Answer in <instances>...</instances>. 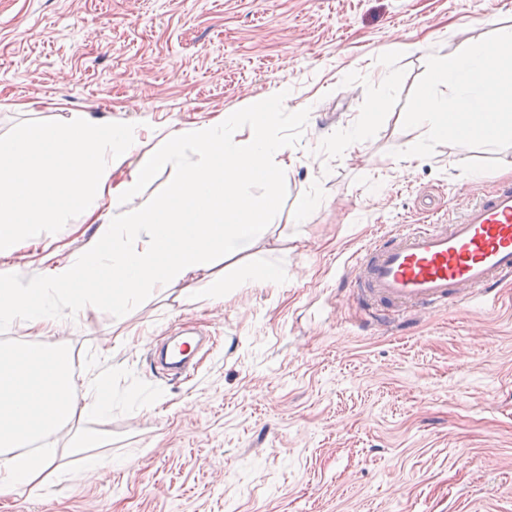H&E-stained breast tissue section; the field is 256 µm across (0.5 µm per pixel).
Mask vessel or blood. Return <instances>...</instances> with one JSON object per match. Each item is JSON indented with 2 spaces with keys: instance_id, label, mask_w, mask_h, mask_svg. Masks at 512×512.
Masks as SVG:
<instances>
[{
  "instance_id": "b4317fda",
  "label": "vessel or blood",
  "mask_w": 512,
  "mask_h": 512,
  "mask_svg": "<svg viewBox=\"0 0 512 512\" xmlns=\"http://www.w3.org/2000/svg\"><path fill=\"white\" fill-rule=\"evenodd\" d=\"M349 287L368 321L384 325L417 313L465 309L474 300L496 306L512 285V183H501L464 206L447 224H407L376 235L351 258ZM199 345L184 332L161 362L181 370Z\"/></svg>"
}]
</instances>
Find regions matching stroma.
<instances>
[{"mask_svg":"<svg viewBox=\"0 0 512 512\" xmlns=\"http://www.w3.org/2000/svg\"><path fill=\"white\" fill-rule=\"evenodd\" d=\"M504 27L512 0H0V141L87 113L147 150L285 84L293 156L272 215L281 239L218 259L223 302L174 287L120 321L89 304L45 339L79 365L112 354L118 403L83 423L106 463L20 487L0 512H512V287L495 308L405 330L366 325L341 281L376 234L448 221L512 181V148L394 156L416 136L404 106L428 57ZM398 42L410 51L392 55ZM387 55L385 90L372 73ZM379 95L362 144H344ZM307 193L321 203L299 222ZM96 230L49 225L8 262L37 274ZM268 261L285 271L278 287H237ZM187 327L208 351L187 379L158 373L153 348Z\"/></svg>","mask_w":512,"mask_h":512,"instance_id":"1","label":"stroma"}]
</instances>
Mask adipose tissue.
Listing matches in <instances>:
<instances>
[{"instance_id": "adipose-tissue-1", "label": "adipose tissue", "mask_w": 512, "mask_h": 512, "mask_svg": "<svg viewBox=\"0 0 512 512\" xmlns=\"http://www.w3.org/2000/svg\"><path fill=\"white\" fill-rule=\"evenodd\" d=\"M287 86L241 111L181 128L138 151L132 129L82 115L64 129L34 125L0 143V256L43 240L69 212L98 217L95 240L80 254L27 278L0 266V326L24 331L26 345L0 349V499L61 475L97 468L98 434L84 417L112 409V370L88 364L74 383L65 351L41 338L74 326L92 303L122 317L144 291L186 281L273 234L271 212L289 146L279 116ZM248 133H240V126ZM134 158L129 178L114 177V160ZM176 178L160 198L140 199L157 172ZM262 185L259 195L251 185ZM107 215H99L101 204ZM79 427L61 449L42 440Z\"/></svg>"}]
</instances>
